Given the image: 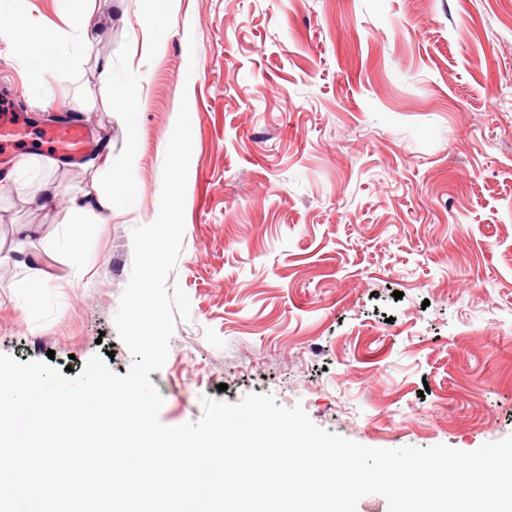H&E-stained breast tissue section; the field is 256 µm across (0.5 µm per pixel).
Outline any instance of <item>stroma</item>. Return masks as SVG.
<instances>
[{
  "label": "stroma",
  "mask_w": 512,
  "mask_h": 512,
  "mask_svg": "<svg viewBox=\"0 0 512 512\" xmlns=\"http://www.w3.org/2000/svg\"><path fill=\"white\" fill-rule=\"evenodd\" d=\"M29 3L75 66L43 86L0 0V113L91 124L113 170L95 152L34 166L23 205L0 165V353L77 374L108 353L127 374L131 231L158 215L185 102L168 281L191 309L149 375L160 422L270 394L373 448L512 435V0H167L160 35L149 0ZM76 9L91 48L68 34ZM46 182L86 195V224L40 201ZM131 189L133 207L106 208Z\"/></svg>",
  "instance_id": "stroma-1"
}]
</instances>
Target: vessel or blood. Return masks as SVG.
I'll return each instance as SVG.
<instances>
[{"label": "vessel or blood", "mask_w": 512, "mask_h": 512, "mask_svg": "<svg viewBox=\"0 0 512 512\" xmlns=\"http://www.w3.org/2000/svg\"><path fill=\"white\" fill-rule=\"evenodd\" d=\"M25 144L46 146L75 162L93 148L94 140L89 129L80 123L35 126L22 116L0 117V153L13 154L17 146Z\"/></svg>", "instance_id": "obj_1"}]
</instances>
